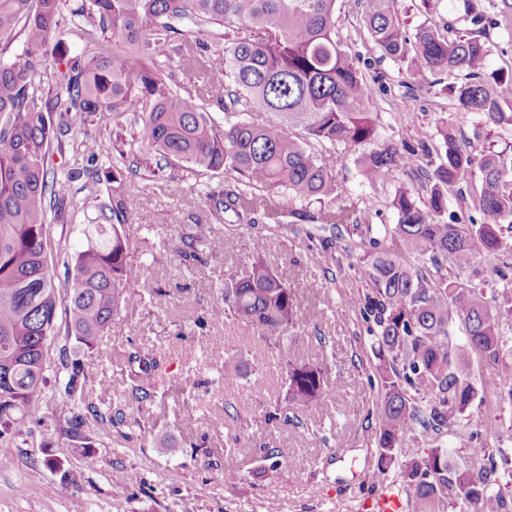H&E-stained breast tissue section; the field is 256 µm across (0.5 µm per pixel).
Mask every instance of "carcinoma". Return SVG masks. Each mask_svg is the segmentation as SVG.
Masks as SVG:
<instances>
[{
	"mask_svg": "<svg viewBox=\"0 0 512 512\" xmlns=\"http://www.w3.org/2000/svg\"><path fill=\"white\" fill-rule=\"evenodd\" d=\"M337 0H0V54L23 34L25 57L0 62V438L42 410L48 384V338L54 335L58 289L52 269L67 279L66 340L93 356L112 316L131 303L130 284L140 281L132 243L124 230L125 199L98 205L99 224L88 225L86 242L70 253L51 241L49 226L66 223L72 197L71 173L48 168L53 149H62L56 131L89 120L116 124L136 113L131 141L115 134L112 179L137 144L148 150L146 171L165 163L196 171L236 174L235 188L214 201L216 214L240 217L257 200L280 191L299 198L338 199L336 177L312 150L310 141L354 151L375 140L371 108L375 87L360 72L359 56L336 40ZM397 0H366L365 22L382 55L406 64L398 84L407 89L427 75H445L444 93L461 110L490 126H512L502 103L512 97V70L488 71V36L512 34V0H459L470 26L443 35L432 26L410 33L398 15ZM69 10L73 32L88 52L71 57L54 83L42 89V67L51 41ZM189 26L191 41L181 35ZM218 33L224 47L208 54L202 35ZM165 56L175 68L158 61ZM213 79L210 98L226 112H264L255 123L243 118L221 129L207 99L175 82L174 69ZM462 77L456 82L454 78ZM434 148L421 135L414 144L384 142L363 156L371 184L386 183L397 170L416 174L418 186L396 190L391 205L397 223L366 225L358 257L364 291L353 300L366 332L379 378L376 481L400 468L416 512H445L448 488L458 489L467 512H512V503L493 489L495 454L471 452L479 469L453 468L438 435L451 430L473 406L478 391L468 360L479 356L495 366L489 391L512 401V364L500 359L506 343L503 316H512V272L493 268L494 286L465 284L461 276L478 258L509 248L512 229V161L461 145L444 123ZM440 163L432 166V155ZM479 172V181L468 176ZM466 183L479 217L448 211V187ZM355 222L338 206L320 214L322 224ZM224 250V238L174 239L167 245L185 261L198 247ZM431 266L425 275L417 263ZM302 300L283 273L257 261L243 275L224 279L211 307L213 321L233 317L280 346L294 327ZM459 321L461 339L451 326ZM108 363L128 374L126 404L143 411L162 400L173 376L167 361L143 354L134 342L112 346ZM55 377L64 397L59 415L67 453L96 463L94 435L126 423L120 408L102 407L89 370L62 364ZM288 401L309 406L335 394L322 366L286 361ZM434 433V447L401 448L407 432ZM271 471L288 459L289 448H256Z\"/></svg>",
	"mask_w": 512,
	"mask_h": 512,
	"instance_id": "1",
	"label": "carcinoma"
}]
</instances>
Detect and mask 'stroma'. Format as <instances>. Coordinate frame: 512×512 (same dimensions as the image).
I'll return each mask as SVG.
<instances>
[{
	"label": "stroma",
	"mask_w": 512,
	"mask_h": 512,
	"mask_svg": "<svg viewBox=\"0 0 512 512\" xmlns=\"http://www.w3.org/2000/svg\"><path fill=\"white\" fill-rule=\"evenodd\" d=\"M397 8L411 29L423 23L442 30L465 25L453 0H439L431 10L420 0H398ZM363 12V0H337L336 34L348 51L360 54L367 76L389 81L387 90L377 92L373 109L380 140L412 143L419 135H434L444 121L474 150L512 158L511 133L489 129L440 87L412 93L392 85L399 65L374 47ZM96 137L101 152L95 180L79 174L84 165L74 148L82 138L79 129L64 132V153L49 156L51 167L77 173L68 221L51 225L50 237L76 250L84 242L81 230L96 217L99 203L118 196L127 201L124 228L134 244L132 260L143 270L134 291L145 301L114 314L99 344L103 363L95 376L108 384L102 400L108 406L120 401L122 376L105 357L113 344L131 340L150 352L168 353L172 362L193 363L188 377L200 403L193 417L178 416L182 395L175 388L151 409L143 425L100 430L94 447L98 461L89 467L67 454L57 422L62 398L57 389L47 387L40 420L22 425L21 435L0 438V457L11 461L10 467L0 468V512H381L383 487L360 479L378 458V382L372 377L369 338L349 303L363 290L356 263L359 234L348 224L319 230L311 223L277 222L263 209L216 219L211 197L231 188L230 175L177 167L152 174L127 168L116 179L112 131L97 130ZM314 151L336 177L339 204L354 210L361 223H396L391 201L398 188L415 184L414 175L398 171L387 183L374 186L363 176L359 152L320 144ZM141 213L149 215V223H139ZM214 235L223 236V252L201 253L190 267L162 246L171 237ZM256 239L265 244L258 255L252 249ZM258 257L286 273L305 298L284 353L292 361L326 364L331 383L339 387L333 398L302 408L289 404L270 346L237 320L210 321L208 310L219 286L226 277L247 271ZM216 342L238 355L239 369L225 370L223 357L211 354ZM232 390L239 393V407L229 417L224 394ZM274 403L283 413L300 416L304 427L266 423L265 413ZM219 415L224 432L239 434L251 446L291 448V460L274 472L265 470L258 456L223 450L216 460L193 461L191 446L200 438L222 449L224 433L213 432L211 426ZM471 432L478 435L477 446L507 456L496 482L501 493L512 495V404L485 394L458 430L441 434L452 466H474L469 447L460 442ZM50 458L61 459L62 468L47 466ZM227 469L239 473L230 486L223 479Z\"/></svg>",
	"instance_id": "1"
}]
</instances>
